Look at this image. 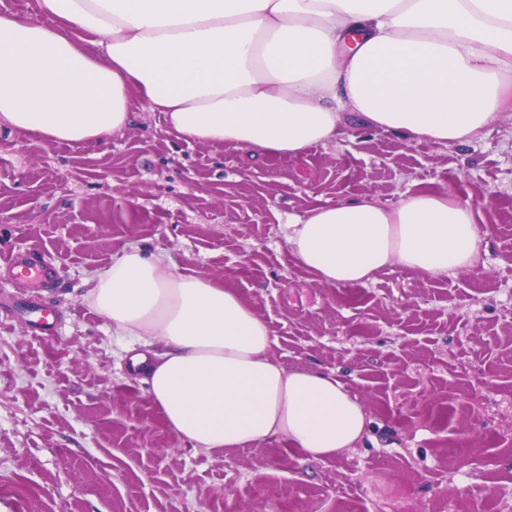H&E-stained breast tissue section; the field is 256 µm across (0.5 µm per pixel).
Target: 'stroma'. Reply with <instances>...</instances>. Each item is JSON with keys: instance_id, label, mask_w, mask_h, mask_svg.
<instances>
[{"instance_id": "obj_1", "label": "stroma", "mask_w": 512, "mask_h": 512, "mask_svg": "<svg viewBox=\"0 0 512 512\" xmlns=\"http://www.w3.org/2000/svg\"><path fill=\"white\" fill-rule=\"evenodd\" d=\"M421 188L473 207L474 269L329 286L288 251L284 224L312 207ZM132 244L235 288L280 363L361 400L364 441L314 460L278 438L210 453L175 437L86 299ZM27 251L58 270L40 294L57 331L33 335L28 288L0 279L5 512H512V112L448 147L351 117L298 159L184 142L159 112L85 144L1 125L0 257Z\"/></svg>"}]
</instances>
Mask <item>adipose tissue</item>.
Segmentation results:
<instances>
[{"mask_svg":"<svg viewBox=\"0 0 512 512\" xmlns=\"http://www.w3.org/2000/svg\"><path fill=\"white\" fill-rule=\"evenodd\" d=\"M161 112L178 139L301 157L346 114L409 142L467 145L512 111V0H37L0 11V124L89 143ZM328 285L398 265L469 270L485 234L471 207L422 189L386 207L363 195L284 229ZM87 300L138 339L132 358L168 429L209 452L280 438L313 459L358 445L370 420L329 373L274 356L232 288L125 249Z\"/></svg>","mask_w":512,"mask_h":512,"instance_id":"obj_1","label":"adipose tissue"}]
</instances>
